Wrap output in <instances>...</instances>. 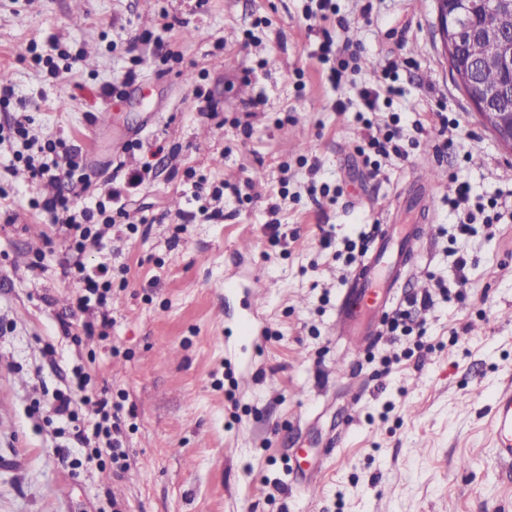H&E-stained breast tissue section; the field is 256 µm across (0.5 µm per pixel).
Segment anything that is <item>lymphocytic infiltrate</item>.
<instances>
[{
	"label": "lymphocytic infiltrate",
	"instance_id": "lymphocytic-infiltrate-1",
	"mask_svg": "<svg viewBox=\"0 0 512 512\" xmlns=\"http://www.w3.org/2000/svg\"><path fill=\"white\" fill-rule=\"evenodd\" d=\"M10 132L21 140L24 149L16 153V160L24 161L31 177L46 184L49 189L41 203V208L50 214L51 221L60 235L71 242L72 247L63 261L64 273L70 276L72 282L79 288L80 294L76 299L78 309H86L90 302L106 306L112 292L111 282H98L89 273L84 262V252L87 244L102 245L107 229L122 223L126 215V202L120 186L111 181L93 182L90 175L72 160L62 140L39 138L34 134L30 119L26 113H18L10 128ZM83 184L87 200L82 205L71 204L60 188L72 182ZM469 187L459 184L454 198L449 199V206L458 212L460 233L470 231L476 221L493 223V213L500 209L498 199H489L487 203L469 207ZM434 304L432 293L423 296H411L405 307L397 309L388 321V332L393 336L416 335L426 336L425 320L416 319L418 311L426 310ZM94 405L98 413H110L111 425L96 424V433L104 435L106 446L112 452V461L118 470H125L128 452L121 439L122 420L120 414L122 404H108L107 400H92L85 396L76 400L70 396L56 395L51 405L52 413L60 418H72L76 415L77 404Z\"/></svg>",
	"mask_w": 512,
	"mask_h": 512
}]
</instances>
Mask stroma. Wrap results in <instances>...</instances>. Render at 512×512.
<instances>
[{"mask_svg": "<svg viewBox=\"0 0 512 512\" xmlns=\"http://www.w3.org/2000/svg\"><path fill=\"white\" fill-rule=\"evenodd\" d=\"M310 2L0 0V73L13 89L0 128L28 112L100 182L120 163L150 170L128 197L129 224L85 253L127 282L112 289L107 336L90 338L66 244L31 205L45 188L0 140V512H378L381 500L385 512H512V465L491 463L488 428L512 381V152L456 85L434 0H333L318 25ZM328 37L358 56L337 83L320 59ZM57 43L84 55L61 84L36 62ZM383 66L400 93L381 97L372 121L398 114L408 156L375 171L356 152L359 93ZM131 69L123 96L107 94ZM452 171L472 201L501 195L498 224L458 234ZM200 176L224 185L222 219L201 213ZM414 176L435 187L434 222L398 294L440 280L466 299H436L426 336L384 335L358 353L336 334L353 272L336 254L387 218L413 223L401 203ZM246 180L248 201L233 191ZM78 368L86 394L123 406L124 471L85 407L72 421L49 408L74 394ZM298 448L315 472L308 491L295 484Z\"/></svg>", "mask_w": 512, "mask_h": 512, "instance_id": "1", "label": "stroma"}]
</instances>
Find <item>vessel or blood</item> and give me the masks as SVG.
Returning <instances> with one entry per match:
<instances>
[{
	"label": "vessel or blood",
	"instance_id": "obj_1",
	"mask_svg": "<svg viewBox=\"0 0 512 512\" xmlns=\"http://www.w3.org/2000/svg\"><path fill=\"white\" fill-rule=\"evenodd\" d=\"M413 197L421 214L417 224L390 222L381 225L362 264L349 278L336 311L338 335L352 336L364 345L380 336L377 316L396 299L400 281L411 274L421 244L433 221L431 183L418 184ZM492 461L512 464V387L499 390L493 398L490 419Z\"/></svg>",
	"mask_w": 512,
	"mask_h": 512
}]
</instances>
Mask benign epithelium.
Segmentation results:
<instances>
[{
  "label": "benign epithelium",
  "instance_id": "obj_1",
  "mask_svg": "<svg viewBox=\"0 0 512 512\" xmlns=\"http://www.w3.org/2000/svg\"><path fill=\"white\" fill-rule=\"evenodd\" d=\"M437 24L447 58L456 62L464 48L463 36L474 37L478 33L475 26L476 11L488 16L498 11L500 0H435ZM512 47V34L509 39L489 46L474 68L486 65L494 66L505 72H512V53L506 47ZM471 100L478 110L483 126L492 133L498 144L512 151V82L496 86L476 84L470 87Z\"/></svg>",
  "mask_w": 512,
  "mask_h": 512
}]
</instances>
